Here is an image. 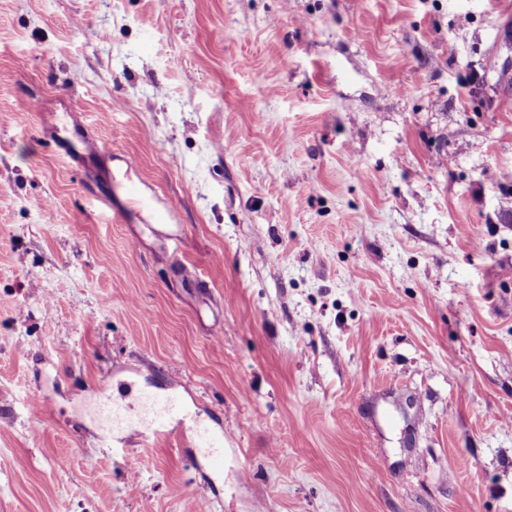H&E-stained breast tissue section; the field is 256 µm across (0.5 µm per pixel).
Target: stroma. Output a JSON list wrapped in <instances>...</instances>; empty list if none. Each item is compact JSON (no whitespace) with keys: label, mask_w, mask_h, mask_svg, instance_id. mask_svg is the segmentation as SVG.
Here are the masks:
<instances>
[{"label":"stroma","mask_w":512,"mask_h":512,"mask_svg":"<svg viewBox=\"0 0 512 512\" xmlns=\"http://www.w3.org/2000/svg\"><path fill=\"white\" fill-rule=\"evenodd\" d=\"M128 368L212 512H512V0H0V512H195ZM97 198L101 204L107 207L112 206V209L113 202L119 199L128 211L137 213V209L148 210L150 217L158 224H171L175 220L174 208L168 205L154 207V205L142 195L140 187L135 183L113 184L110 192L103 197ZM137 374L117 385V394L99 398L94 414L99 422L98 438L115 447L132 434H171L170 423L184 411L185 400L177 387L165 386L171 392L161 393L137 386ZM194 448H202V454L211 473L224 471V433L209 426L199 428L195 434Z\"/></svg>","instance_id":"35a3bbf8"}]
</instances>
